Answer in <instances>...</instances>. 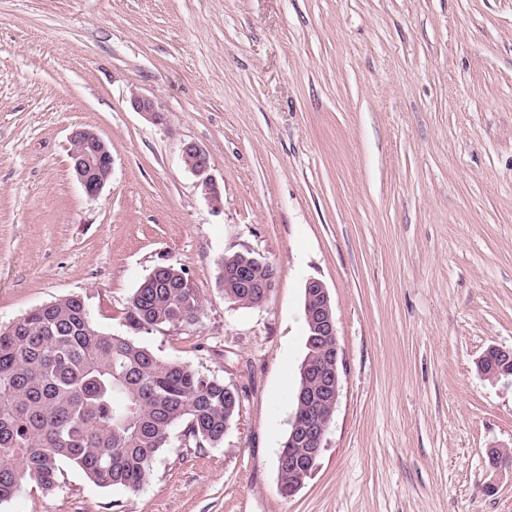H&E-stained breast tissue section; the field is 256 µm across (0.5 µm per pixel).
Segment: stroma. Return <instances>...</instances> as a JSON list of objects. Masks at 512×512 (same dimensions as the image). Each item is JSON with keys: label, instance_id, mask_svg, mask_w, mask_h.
<instances>
[{"label": "stroma", "instance_id": "1", "mask_svg": "<svg viewBox=\"0 0 512 512\" xmlns=\"http://www.w3.org/2000/svg\"><path fill=\"white\" fill-rule=\"evenodd\" d=\"M77 127L112 152L94 199L70 169ZM237 252L278 269L262 306L224 295L217 261ZM175 262L198 317L139 339L238 390L223 444L176 430L138 494L68 466L0 512H512V468L489 466L512 447V384L476 366L512 348V0H0V325L78 296L123 332L139 283ZM311 278L340 397L286 497ZM182 157L188 162V168L199 178L198 185L203 194L214 207L222 205L221 191L216 180L210 174V157L205 149L194 142L186 143L182 149Z\"/></svg>", "mask_w": 512, "mask_h": 512}]
</instances>
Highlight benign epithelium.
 <instances>
[{
	"label": "benign epithelium",
	"mask_w": 512,
	"mask_h": 512,
	"mask_svg": "<svg viewBox=\"0 0 512 512\" xmlns=\"http://www.w3.org/2000/svg\"><path fill=\"white\" fill-rule=\"evenodd\" d=\"M130 104L134 111L150 117L158 116L156 101L146 95L132 94ZM70 141L80 144L70 151V167L85 195L94 199L112 178V152L106 141L97 133L78 128ZM182 157L188 168L199 178L198 185L214 207H221V191L210 174V157L205 149L194 142L183 146ZM269 266V262L255 256L247 258L233 275L246 288L256 286L255 265ZM224 272V278L232 275ZM305 319L311 332L315 351L311 352L300 367L301 382L297 392V411L294 412L288 432V491L290 497L305 484L314 469L324 438L340 394V367L342 355L337 339L336 323L331 297L325 284L315 278L305 284ZM496 360L481 367V373L499 379L512 376V350L495 349Z\"/></svg>",
	"instance_id": "obj_1"
}]
</instances>
